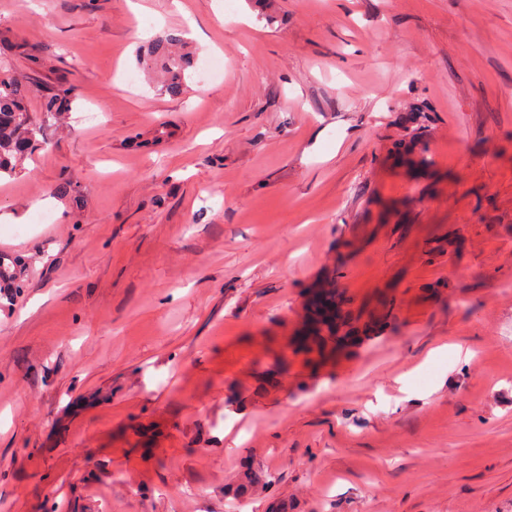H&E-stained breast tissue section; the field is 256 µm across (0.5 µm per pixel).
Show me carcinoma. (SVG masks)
<instances>
[{"label": "carcinoma", "instance_id": "1", "mask_svg": "<svg viewBox=\"0 0 512 512\" xmlns=\"http://www.w3.org/2000/svg\"><path fill=\"white\" fill-rule=\"evenodd\" d=\"M194 52L179 29H167L152 41L143 56L146 72L161 76V91L171 97L184 94L186 71ZM73 88L65 84L42 97L41 112L46 120L68 111ZM42 124L33 121L21 82L12 74L0 72V176L12 175L17 167L41 145Z\"/></svg>", "mask_w": 512, "mask_h": 512}]
</instances>
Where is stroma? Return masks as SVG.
I'll return each instance as SVG.
<instances>
[{"label":"stroma","mask_w":512,"mask_h":512,"mask_svg":"<svg viewBox=\"0 0 512 512\" xmlns=\"http://www.w3.org/2000/svg\"><path fill=\"white\" fill-rule=\"evenodd\" d=\"M0 71L75 89L0 179L7 512H512V0H0ZM193 61L194 52L182 31L167 29L153 39L141 64L144 71L160 74L162 92L178 97L185 92L186 71Z\"/></svg>","instance_id":"stroma-1"}]
</instances>
